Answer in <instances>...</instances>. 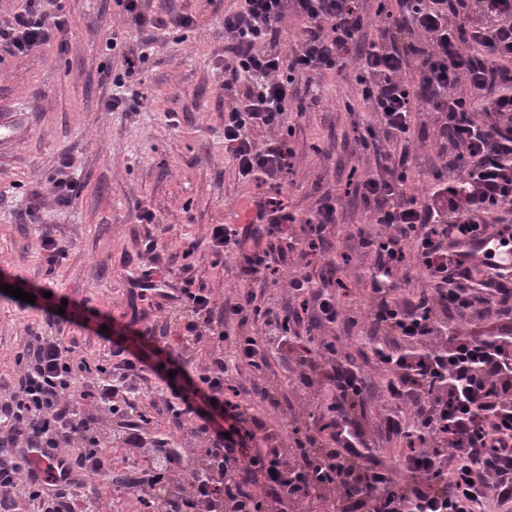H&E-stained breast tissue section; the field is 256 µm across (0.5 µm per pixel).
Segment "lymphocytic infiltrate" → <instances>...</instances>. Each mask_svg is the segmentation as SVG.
<instances>
[{
  "label": "lymphocytic infiltrate",
  "mask_w": 512,
  "mask_h": 512,
  "mask_svg": "<svg viewBox=\"0 0 512 512\" xmlns=\"http://www.w3.org/2000/svg\"><path fill=\"white\" fill-rule=\"evenodd\" d=\"M141 41L129 45L128 73L148 58L145 31L164 27L142 0H117ZM372 24L362 0H240L224 15V154L237 173L256 183L277 182L291 169L292 148L281 129L304 74L331 71L353 76L380 118L369 138L408 143L417 117L414 100L440 113L435 138L453 155L433 172L431 204L406 191L407 158L380 165L355 182L352 195L377 231L357 228L359 245L373 253L378 273L367 308L369 333L383 336L380 360L395 377L393 396L411 404L408 431L421 448H408L403 478L370 447L357 419L365 378L342 369L335 341L320 353L301 346L296 328L335 324V296L312 291L298 273L288 286L293 305L258 300L278 269L274 239L291 225L302 231L303 256L325 251L326 230L337 223L336 200L324 196L302 219L277 196L252 201L248 224H216L209 242L216 258L234 259L243 288L236 299L217 300L200 288L177 297L180 330L165 345L168 361L188 372V383L164 399L169 422L189 428L200 451L177 445L132 421L135 399L148 382L137 343L146 333L127 323L111 348L112 362L75 360L60 338L29 331L16 359L17 377L0 401V512H102L98 485L106 477L104 454L112 443L129 452L128 476L114 481V502L136 495L145 512H512V273L471 271L452 259L447 242L490 230V215L512 208V0H397ZM301 21L294 47L280 49L286 10ZM59 0H26L10 24L0 26V57L26 55L66 33ZM376 39H369V29ZM482 99L484 124L473 119ZM157 240L144 244L147 262L132 279L140 301L153 303L166 274ZM415 260L429 279L417 299L399 297L394 273ZM470 315L492 321L487 333L454 330L438 335L445 319ZM256 326L236 336L230 323ZM214 343L207 360L188 357L202 341ZM294 363V386L324 388L326 426L294 415L276 428L252 412L253 403L279 410L264 377L270 355ZM257 380L241 384V369ZM123 419L112 430V418ZM222 426H215V419ZM293 432L296 446L277 444Z\"/></svg>",
  "instance_id": "f902f5d3"
}]
</instances>
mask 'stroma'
Returning a JSON list of instances; mask_svg holds the SVG:
<instances>
[{
  "instance_id": "35a3bbf8",
  "label": "stroma",
  "mask_w": 512,
  "mask_h": 512,
  "mask_svg": "<svg viewBox=\"0 0 512 512\" xmlns=\"http://www.w3.org/2000/svg\"><path fill=\"white\" fill-rule=\"evenodd\" d=\"M161 18L186 15L194 26H170L155 33L153 50L141 72L126 75L127 44L121 35L129 21L116 0H61L70 22L64 40L22 57L0 58V287L8 284L31 294L48 289L51 303H77L47 322L36 307H20L0 290V383L15 377L14 357L27 330L56 336L75 357L110 362L109 343L99 326L119 330L130 317L129 280L147 236L158 239L159 264L173 287H181L185 263L196 287L217 299L235 296L240 284L233 259L214 261L208 229L237 218L248 197L261 194L256 183L238 176L224 155V12L239 0H143ZM116 47H107L111 35ZM297 106L285 123L292 126V171L281 182L282 197L300 215H310L324 195L338 201L339 222L330 231L334 255L303 262L298 239L288 241L281 277L268 294L288 299V280L308 270L328 292L346 285L340 302L356 325L323 329L335 337L342 363L369 378L371 393L359 421L371 447L400 465L404 441L384 423L391 403L390 373L363 330L371 300L372 260L349 236L366 223L364 211L345 193L348 182L376 171L375 147L357 139L374 115L348 79L324 73L296 83ZM140 94L136 110L106 111L116 90ZM418 115L409 148L407 190L429 191L439 167L434 129L437 116L414 102ZM176 113L169 122L168 113ZM73 160L76 196L69 208L52 202L49 181L61 157ZM156 221L139 223L142 209ZM50 228L65 247L54 267L40 256L39 236ZM100 318H92V311ZM273 385L281 410L321 413L323 392L309 391L299 401L292 391L293 368L271 359Z\"/></svg>"
}]
</instances>
